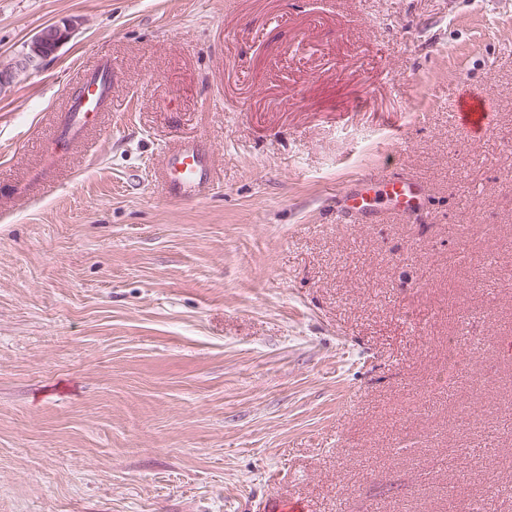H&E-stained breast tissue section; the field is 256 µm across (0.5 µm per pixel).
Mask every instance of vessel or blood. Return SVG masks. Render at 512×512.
Instances as JSON below:
<instances>
[{
    "mask_svg": "<svg viewBox=\"0 0 512 512\" xmlns=\"http://www.w3.org/2000/svg\"><path fill=\"white\" fill-rule=\"evenodd\" d=\"M112 68L89 78L84 92L76 96L68 112L61 115L54 133L56 149H65L87 129L106 100L112 83ZM454 121L471 135L491 128L487 98L474 91L458 93L454 101ZM211 157L196 142L168 149L163 158L161 177L168 196L196 200L210 189ZM425 186L397 174L363 176L343 186L336 194V216L346 222L378 224L394 211L420 212Z\"/></svg>",
    "mask_w": 512,
    "mask_h": 512,
    "instance_id": "b4317fda",
    "label": "vessel or blood"
}]
</instances>
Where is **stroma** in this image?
<instances>
[{"label": "stroma", "mask_w": 512, "mask_h": 512, "mask_svg": "<svg viewBox=\"0 0 512 512\" xmlns=\"http://www.w3.org/2000/svg\"><path fill=\"white\" fill-rule=\"evenodd\" d=\"M70 19L0 89V512H512V0H0V68ZM391 173L427 223H337ZM74 30L71 22L62 24H51L40 30L36 36L27 44V51L17 61L16 69L40 68V65L47 59L43 55L45 47L52 49V55L56 54L66 44ZM112 63H107L102 75L89 78L84 92L76 96L68 112H64L59 119L54 133V150L65 149L73 140L79 138L99 112L102 103L106 100L108 90L112 84ZM454 121L471 135H481L491 129L487 97L478 92L464 90L454 101ZM211 157L194 141L185 142L164 153L161 177L168 196L197 200L211 189Z\"/></svg>", "instance_id": "stroma-1"}]
</instances>
